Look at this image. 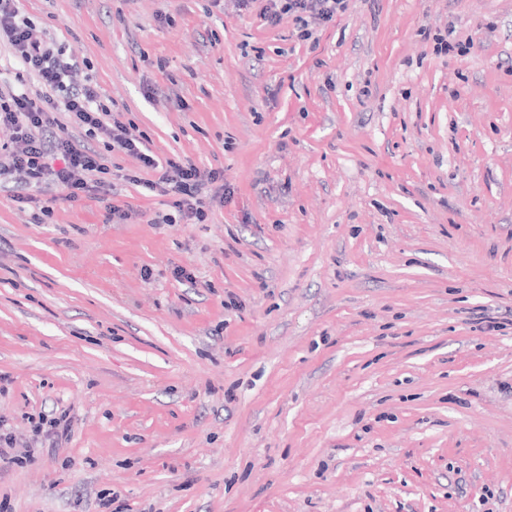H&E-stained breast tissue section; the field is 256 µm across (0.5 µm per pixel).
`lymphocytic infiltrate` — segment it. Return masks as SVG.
<instances>
[{
	"mask_svg": "<svg viewBox=\"0 0 512 512\" xmlns=\"http://www.w3.org/2000/svg\"><path fill=\"white\" fill-rule=\"evenodd\" d=\"M346 9L347 0H268L262 16L270 25L278 24L283 16L293 17L299 39L307 41L316 27L332 22ZM0 34L7 37L19 62L43 87L36 95L25 91L0 95V125L12 127L22 144L21 149L10 150L0 159V176L22 189L17 202L39 204L35 191L47 182L67 189L72 200L96 199L111 191L100 154L75 143L60 122L58 115L65 112L85 127L87 137L107 139L112 147L136 155L143 168L159 174L154 181L133 175L130 183L161 189L184 221L205 219V189L223 181L221 172H204L189 162H159L141 141L129 135L123 123L112 119V109L101 101L96 87L86 84L73 89L74 64L64 61L35 35L31 22L20 16L16 0H0Z\"/></svg>",
	"mask_w": 512,
	"mask_h": 512,
	"instance_id": "f902f5d3",
	"label": "lymphocytic infiltrate"
}]
</instances>
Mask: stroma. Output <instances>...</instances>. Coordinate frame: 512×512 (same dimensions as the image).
I'll list each match as a JSON object with an SVG mask.
<instances>
[{
  "label": "stroma",
  "mask_w": 512,
  "mask_h": 512,
  "mask_svg": "<svg viewBox=\"0 0 512 512\" xmlns=\"http://www.w3.org/2000/svg\"><path fill=\"white\" fill-rule=\"evenodd\" d=\"M264 4L19 0L232 195L0 183L6 512H512V0H348L312 44ZM46 425L48 430L45 434V440L48 441L49 448H57L62 442L68 441L71 436L73 419L69 413L63 412L58 417L45 419L41 417L36 428L39 430Z\"/></svg>",
  "instance_id": "35a3bbf8"
}]
</instances>
